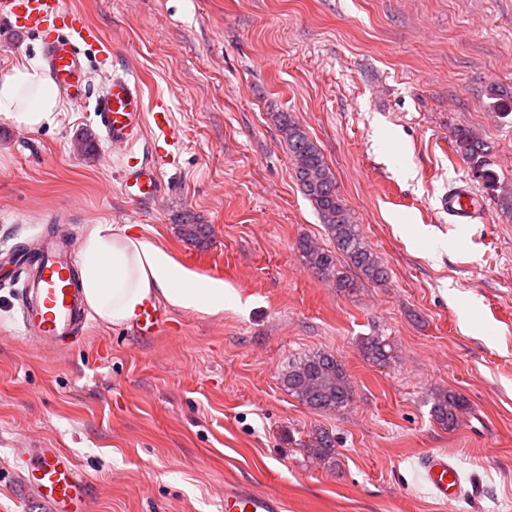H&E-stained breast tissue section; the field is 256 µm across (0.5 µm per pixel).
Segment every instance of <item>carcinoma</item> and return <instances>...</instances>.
<instances>
[{"instance_id":"1","label":"carcinoma","mask_w":512,"mask_h":512,"mask_svg":"<svg viewBox=\"0 0 512 512\" xmlns=\"http://www.w3.org/2000/svg\"><path fill=\"white\" fill-rule=\"evenodd\" d=\"M278 124L293 160L296 181L313 202L333 244L330 250L308 238L300 239L297 248L305 265L318 276L334 282L339 289L355 287L345 272L347 267L360 279L374 284L384 282L387 276L384 263L354 222L320 147L290 114L279 113ZM453 142L455 151L468 160L471 170L483 179V184L494 187L495 174L487 145L465 129L455 131ZM208 234L207 224L181 225V235L188 242L199 243ZM361 351L368 360L379 365H386L395 358L392 345L379 337L367 339ZM281 383L289 394L318 413H339L351 404L354 396V386L344 364L326 352L289 363ZM466 406L467 401L460 394L440 392L434 398L433 417L440 425L453 430ZM308 447L315 459L325 464L336 456L334 441L325 431L313 433Z\"/></svg>"}]
</instances>
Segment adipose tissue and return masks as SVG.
I'll return each mask as SVG.
<instances>
[{
	"mask_svg": "<svg viewBox=\"0 0 512 512\" xmlns=\"http://www.w3.org/2000/svg\"><path fill=\"white\" fill-rule=\"evenodd\" d=\"M60 111L58 91L33 61L0 74V116L36 131L55 124ZM86 305L96 318L120 327L135 321L151 301L206 314L223 312L224 282L179 265L151 241L98 224L86 233L78 275Z\"/></svg>",
	"mask_w": 512,
	"mask_h": 512,
	"instance_id": "obj_1",
	"label": "adipose tissue"
}]
</instances>
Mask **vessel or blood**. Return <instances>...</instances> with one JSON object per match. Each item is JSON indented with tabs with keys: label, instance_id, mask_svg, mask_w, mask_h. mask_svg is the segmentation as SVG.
I'll return each instance as SVG.
<instances>
[{
	"label": "vessel or blood",
	"instance_id": "vessel-or-blood-1",
	"mask_svg": "<svg viewBox=\"0 0 512 512\" xmlns=\"http://www.w3.org/2000/svg\"><path fill=\"white\" fill-rule=\"evenodd\" d=\"M0 23L13 32L34 35L41 41L46 69L75 107L86 103V85L81 48L102 45L100 30L78 11L64 7L63 0H0ZM105 138L112 146L134 147L146 127H153V149L159 157L174 158L181 148L164 101L145 109L138 82L112 76L96 101ZM124 191L139 200H150L162 191V175L155 162L139 160L123 171ZM481 208L470 186L448 190V213L455 223H469ZM74 242L57 234L42 240L32 261L14 257L23 288L18 303L20 323L29 339L46 345L65 337L84 334L89 310L74 283ZM418 475L432 496L442 502L459 498L462 484L457 463L445 453H431L419 461ZM22 480L52 512H89L87 481L72 461L57 448L41 449L27 463ZM223 512H286L284 500L274 492L259 491L245 483L224 488Z\"/></svg>",
	"mask_w": 512,
	"mask_h": 512
}]
</instances>
